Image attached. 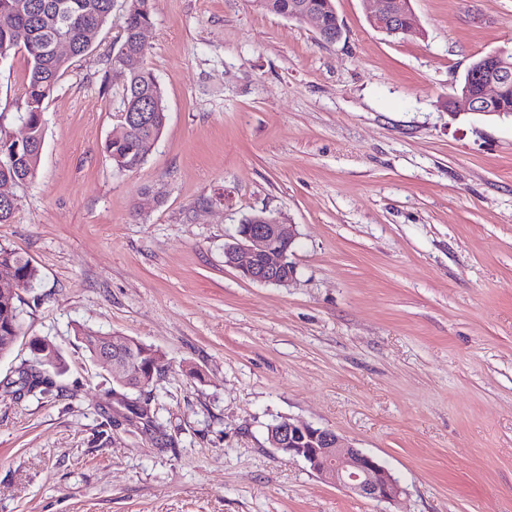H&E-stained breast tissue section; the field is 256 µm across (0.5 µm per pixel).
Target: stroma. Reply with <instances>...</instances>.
<instances>
[{
    "instance_id": "obj_1",
    "label": "stroma",
    "mask_w": 512,
    "mask_h": 512,
    "mask_svg": "<svg viewBox=\"0 0 512 512\" xmlns=\"http://www.w3.org/2000/svg\"><path fill=\"white\" fill-rule=\"evenodd\" d=\"M343 34L253 0H153L146 65L168 122L146 164L104 152L124 12L46 103L34 180L0 246L40 271L0 358V512H512V114L452 112L470 63L512 51V0H412L391 38L372 0H334ZM27 58L0 61V112ZM294 224L286 286L224 264L243 214ZM86 326L169 366L128 423ZM46 337L66 369L11 383ZM298 418L378 458L392 503L276 451Z\"/></svg>"
}]
</instances>
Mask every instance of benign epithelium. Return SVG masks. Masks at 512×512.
Masks as SVG:
<instances>
[{
  "label": "benign epithelium",
  "instance_id": "1",
  "mask_svg": "<svg viewBox=\"0 0 512 512\" xmlns=\"http://www.w3.org/2000/svg\"><path fill=\"white\" fill-rule=\"evenodd\" d=\"M370 15L376 29L394 34L416 32L411 0H377ZM512 85V52L489 53L473 62L461 87L460 99L468 110L498 112L502 92ZM296 239L292 225L261 211L251 223L240 224L224 243V265L239 271L243 279L266 285L286 286L294 279L289 272L284 246ZM136 341L111 335L100 336L94 360L105 365L112 380L125 390H138L144 381L133 367ZM272 447L301 458L322 481L352 494L378 502L396 500L403 489L399 481L375 457L353 446L330 428L315 427L294 418H283L270 427Z\"/></svg>",
  "mask_w": 512,
  "mask_h": 512
}]
</instances>
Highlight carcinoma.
<instances>
[{"mask_svg":"<svg viewBox=\"0 0 512 512\" xmlns=\"http://www.w3.org/2000/svg\"><path fill=\"white\" fill-rule=\"evenodd\" d=\"M153 0H125L120 44L107 65L124 69L128 58L145 59L146 43L141 31L152 25ZM325 0H260L257 6L269 13L299 20L296 12L304 4L320 10ZM115 0H0V54L25 53L28 69L24 77L21 101L15 118L29 128L30 142L15 147L6 130L8 113L0 112V182H10L20 188L35 177L40 161V146L45 140L46 101L53 94L61 73L68 62L89 54L93 39L112 20ZM66 42L70 54L56 52L58 44ZM121 116L105 143V151L120 172L140 169L158 142L167 122L163 91L153 71L146 65L127 71V80L120 93ZM13 269L14 278L22 290L36 286L38 268L13 250L0 247V266ZM21 295L15 284L0 283V353L12 352V337L22 333L20 320ZM146 377L143 389H148L160 375L165 363L155 364L158 351L144 344L135 349ZM65 368L62 354H57L52 374L39 368L19 372L17 392L47 394L56 387L55 376Z\"/></svg>","mask_w":512,"mask_h":512,"instance_id":"carcinoma-1","label":"carcinoma"}]
</instances>
